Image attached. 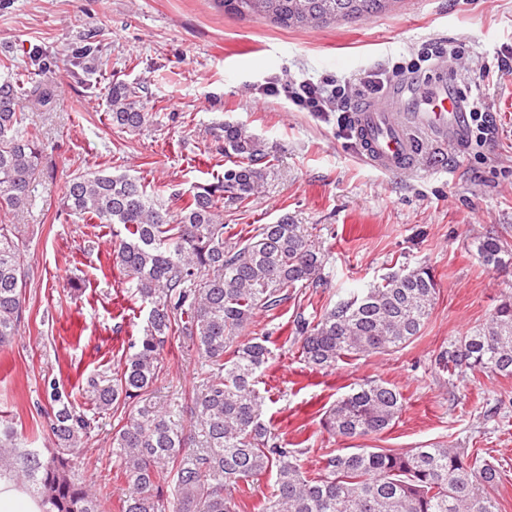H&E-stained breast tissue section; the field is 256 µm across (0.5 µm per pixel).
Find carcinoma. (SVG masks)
<instances>
[{"label":"carcinoma","mask_w":512,"mask_h":512,"mask_svg":"<svg viewBox=\"0 0 512 512\" xmlns=\"http://www.w3.org/2000/svg\"><path fill=\"white\" fill-rule=\"evenodd\" d=\"M225 13L262 17L283 27L310 28L336 20L377 16L397 0H213ZM56 104L48 85L29 88L0 82V347L11 345L22 319L26 287L23 242L11 216L29 204L46 146L25 124L22 99ZM112 125L136 132L149 122L139 87L116 80L106 94ZM230 165L212 183L198 184L176 209L140 179L87 172L65 183V210L103 224H119L111 241L116 265L129 288L149 307L142 335L112 381L90 376L85 398L99 410H121L110 452L116 478L129 491L119 512H241L240 484L275 473L273 493L259 512H500L492 494L501 473L487 459L459 448L432 445L392 452L355 448L326 458L320 473L303 471L298 450L277 441L262 419L258 373L273 351L267 335L240 334L261 311L279 308L288 289L317 286L323 258L302 224L288 216L261 224L234 243L224 241V198L251 197L271 162L266 145L244 128L222 123L209 129ZM478 253L495 269L512 264V250L485 237ZM438 294L428 267L391 273L362 293L324 309L313 322L296 320L307 365L332 369L347 358L394 352L420 335ZM188 341L201 363L188 396L193 425L186 428L147 402L162 372L169 339ZM454 375H512V302L451 342L437 359ZM49 430L55 448L44 455L20 446L17 430L0 423V470L22 463L23 481L41 498L44 512H101V501L75 477L74 458L89 440L91 421L71 394L51 384ZM403 409L392 384L367 380L325 412L328 432L343 439L379 435ZM173 486L164 495L163 486Z\"/></svg>","instance_id":"obj_1"}]
</instances>
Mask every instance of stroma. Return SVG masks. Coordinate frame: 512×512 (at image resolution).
Masks as SVG:
<instances>
[{
    "instance_id": "1",
    "label": "stroma",
    "mask_w": 512,
    "mask_h": 512,
    "mask_svg": "<svg viewBox=\"0 0 512 512\" xmlns=\"http://www.w3.org/2000/svg\"><path fill=\"white\" fill-rule=\"evenodd\" d=\"M430 40L466 42V62L445 57L435 71L451 92L468 95L474 72L512 56V0H395L378 16L311 29L240 18L213 0H0V63L12 64L0 66V79L12 72L58 95L51 109L25 105L48 150L31 204L17 219L26 288L18 334L0 348V419L34 447H51L46 389L50 380L63 383L92 422L75 475L93 486L103 512H119L125 494L109 452L118 418L88 404L81 387L90 375L115 377L145 313L107 255L111 225L65 214L64 185L103 169L140 178L165 196L189 194L223 173L209 129L226 121L260 138L274 159L246 205L225 201V240L286 215L308 225L324 253L320 286L296 289L278 312L257 314L251 325L272 340L275 357L258 389L277 439L301 449L310 473L345 447L476 451L499 467L495 495L501 512H512V376L451 378L436 363L450 341L512 299V266L492 269L477 252L488 235L512 245V73L494 72L484 84L492 138L451 144L422 134L413 172L376 170L335 121L276 97L252 101L254 87L283 73L353 80ZM88 43L101 63L90 74L73 66ZM116 79L140 89L150 114L140 131L109 120L106 89ZM418 266L430 267L439 288L421 336L326 372L307 366L292 335L296 315L315 318L353 290ZM162 359L154 401L171 410L194 388L200 366L180 339L165 346ZM367 379L402 393L400 418L375 437L333 436L322 424L326 411Z\"/></svg>"
}]
</instances>
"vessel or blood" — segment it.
I'll return each mask as SVG.
<instances>
[{"label": "vessel or blood", "mask_w": 512, "mask_h": 512, "mask_svg": "<svg viewBox=\"0 0 512 512\" xmlns=\"http://www.w3.org/2000/svg\"><path fill=\"white\" fill-rule=\"evenodd\" d=\"M461 107L441 78L419 101L407 100L405 88L398 86L381 102L359 106L353 123L365 161L385 173L413 168L421 151L417 129L456 141L461 135Z\"/></svg>", "instance_id": "1"}]
</instances>
